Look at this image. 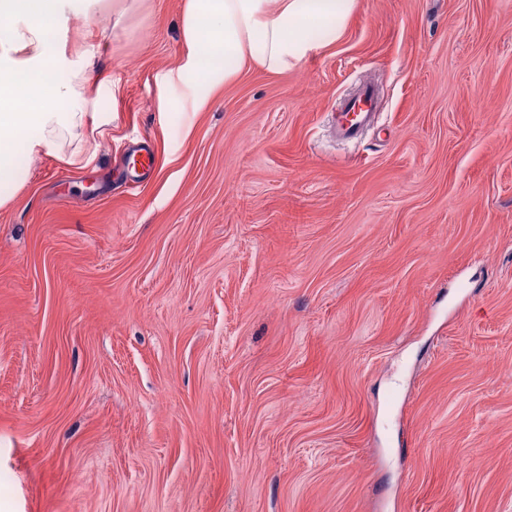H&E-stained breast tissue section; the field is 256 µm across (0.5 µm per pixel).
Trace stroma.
Instances as JSON below:
<instances>
[{"label":"stroma","mask_w":512,"mask_h":512,"mask_svg":"<svg viewBox=\"0 0 512 512\" xmlns=\"http://www.w3.org/2000/svg\"><path fill=\"white\" fill-rule=\"evenodd\" d=\"M112 2L59 31L111 125L0 208V512H512V0H356L201 109L183 0ZM378 87L371 82H360L356 93L339 102L336 116V136L343 142L361 139L371 125L376 112Z\"/></svg>","instance_id":"35a3bbf8"}]
</instances>
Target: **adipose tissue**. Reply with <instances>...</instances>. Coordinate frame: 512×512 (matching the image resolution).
I'll list each match as a JSON object with an SVG mask.
<instances>
[{"mask_svg":"<svg viewBox=\"0 0 512 512\" xmlns=\"http://www.w3.org/2000/svg\"><path fill=\"white\" fill-rule=\"evenodd\" d=\"M98 0H0V208L28 173L19 155L48 152L67 163L82 154L86 124L108 126L111 113L90 93L86 58L71 61L56 42L69 13ZM353 0H183L180 63L165 80L191 91L196 106L245 67L278 74L339 38ZM51 72L34 88L29 77Z\"/></svg>","mask_w":512,"mask_h":512,"instance_id":"adipose-tissue-1","label":"adipose tissue"}]
</instances>
